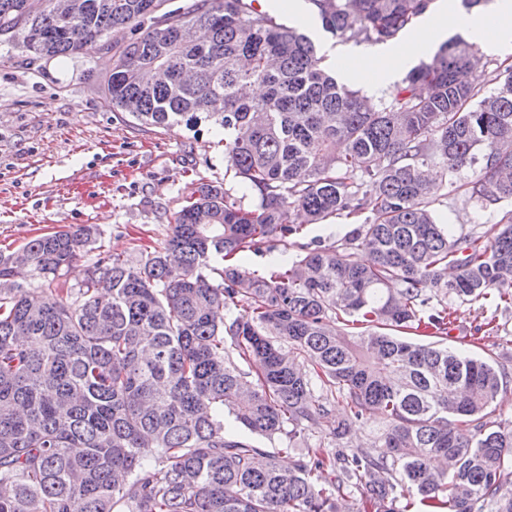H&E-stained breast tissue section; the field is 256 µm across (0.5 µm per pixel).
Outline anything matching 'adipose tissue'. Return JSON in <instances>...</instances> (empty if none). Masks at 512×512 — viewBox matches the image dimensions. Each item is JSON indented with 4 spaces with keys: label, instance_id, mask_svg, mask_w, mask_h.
I'll return each instance as SVG.
<instances>
[{
    "label": "adipose tissue",
    "instance_id": "adipose-tissue-1",
    "mask_svg": "<svg viewBox=\"0 0 512 512\" xmlns=\"http://www.w3.org/2000/svg\"><path fill=\"white\" fill-rule=\"evenodd\" d=\"M465 31L472 42L483 48L512 46V0H495L492 14L479 11L462 13L452 5H443L440 13L415 29L404 41L402 48L390 56L360 59L358 70L369 88L386 85L391 77L393 58L411 60L422 50L442 41L449 27Z\"/></svg>",
    "mask_w": 512,
    "mask_h": 512
}]
</instances>
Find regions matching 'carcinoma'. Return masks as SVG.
Returning <instances> with one entry per match:
<instances>
[{"label":"carcinoma","instance_id":"carcinoma-1","mask_svg":"<svg viewBox=\"0 0 512 512\" xmlns=\"http://www.w3.org/2000/svg\"><path fill=\"white\" fill-rule=\"evenodd\" d=\"M44 2L0 0V34L22 31L36 57L112 52L108 106L223 128L258 203L200 182L160 247L136 261L103 251L70 287L93 227L0 252V512H341L356 492L349 512H512V419L491 420L509 371L447 345L448 297L512 307V211L487 238L433 210L467 165V200L512 199V70L482 93L464 75L485 72L484 56L451 38L376 106L255 0ZM306 2L324 32L371 45L434 7ZM147 20L117 50L103 41ZM255 84L260 98L245 93ZM367 210L338 246L262 272L239 262L299 232L300 214ZM369 413L389 456L345 442ZM317 429L288 467L261 446L287 454Z\"/></svg>","mask_w":512,"mask_h":512}]
</instances>
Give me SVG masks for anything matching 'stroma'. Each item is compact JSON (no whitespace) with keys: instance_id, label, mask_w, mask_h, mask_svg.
I'll use <instances>...</instances> for the list:
<instances>
[{"instance_id":"1","label":"stroma","mask_w":512,"mask_h":512,"mask_svg":"<svg viewBox=\"0 0 512 512\" xmlns=\"http://www.w3.org/2000/svg\"><path fill=\"white\" fill-rule=\"evenodd\" d=\"M112 54L30 58L18 36H0V251H17L29 239L51 231L95 226L107 252L137 258L139 248L161 245L170 219L191 181L230 189L245 205L257 202L224 158V132L209 122L169 129L140 124L112 110L103 85ZM472 168L456 174L433 204L441 222L479 227L494 234L512 201L487 207L466 201L461 185ZM352 228L339 216L307 224L299 237L274 238L250 265L270 255L297 257L320 245L340 244ZM454 319L449 346L473 338L472 350L498 345L501 363L512 372V309L449 299ZM490 334L475 341L478 325Z\"/></svg>"}]
</instances>
